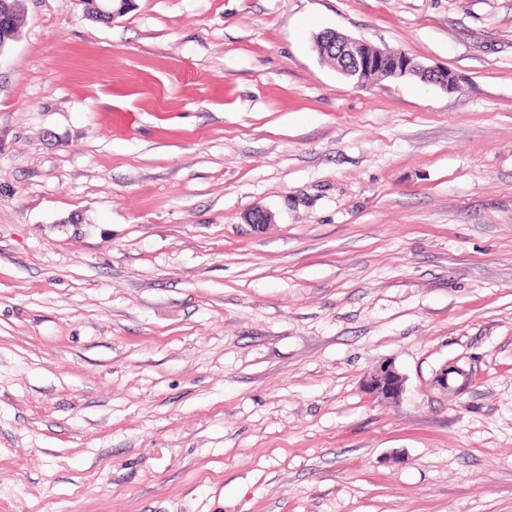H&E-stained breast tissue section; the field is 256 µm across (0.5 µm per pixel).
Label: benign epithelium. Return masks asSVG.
Listing matches in <instances>:
<instances>
[{
    "label": "benign epithelium",
    "instance_id": "1",
    "mask_svg": "<svg viewBox=\"0 0 512 512\" xmlns=\"http://www.w3.org/2000/svg\"><path fill=\"white\" fill-rule=\"evenodd\" d=\"M126 2L127 0H100L96 13L110 22L123 11ZM13 12L14 7L10 0H0V54L19 35V22L14 19ZM324 56L329 64L357 86H363L373 78H416L445 89L457 87L454 74L447 69L426 66L404 51L381 49L362 39L343 36L333 31L326 32ZM461 374L463 370L458 365L447 363L436 373L434 383L446 388L450 379ZM405 383L406 377L394 363L383 362L368 374L363 387L377 397L396 400L405 390Z\"/></svg>",
    "mask_w": 512,
    "mask_h": 512
}]
</instances>
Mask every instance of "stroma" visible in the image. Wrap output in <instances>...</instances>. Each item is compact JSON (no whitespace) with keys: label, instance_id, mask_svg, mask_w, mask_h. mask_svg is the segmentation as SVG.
Returning <instances> with one entry per match:
<instances>
[{"label":"stroma","instance_id":"1","mask_svg":"<svg viewBox=\"0 0 512 512\" xmlns=\"http://www.w3.org/2000/svg\"><path fill=\"white\" fill-rule=\"evenodd\" d=\"M0 512H512V0H24ZM324 39V56L328 63L356 86H364L373 78H416L445 89L457 86L454 74L448 69L426 66L404 51L381 49L333 31H327ZM406 377L392 362H383L368 374L363 382L364 389L377 397L398 399L405 390Z\"/></svg>","mask_w":512,"mask_h":512}]
</instances>
